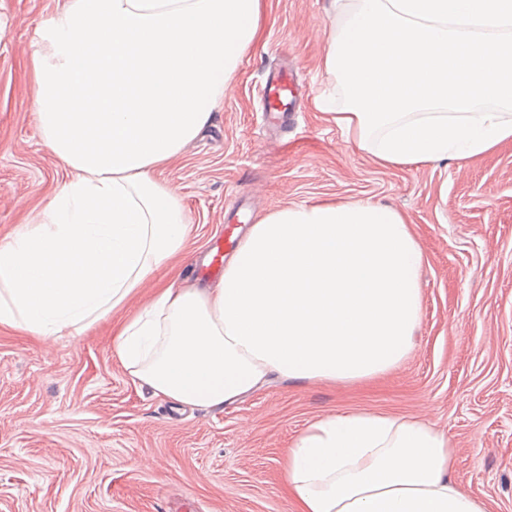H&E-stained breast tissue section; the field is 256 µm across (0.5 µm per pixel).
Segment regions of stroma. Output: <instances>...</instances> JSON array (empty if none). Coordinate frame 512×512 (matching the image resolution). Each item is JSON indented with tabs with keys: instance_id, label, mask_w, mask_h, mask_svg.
Instances as JSON below:
<instances>
[{
	"instance_id": "1",
	"label": "stroma",
	"mask_w": 512,
	"mask_h": 512,
	"mask_svg": "<svg viewBox=\"0 0 512 512\" xmlns=\"http://www.w3.org/2000/svg\"><path fill=\"white\" fill-rule=\"evenodd\" d=\"M63 0H0V242L36 222L66 181L44 145L25 62ZM330 0H262L258 39L210 123L157 177L178 195L190 233L179 271L224 237L238 197L253 219L322 200L400 212L422 253L413 348L352 382L284 377L220 408L175 409L136 382L112 328L171 277L155 270L83 334L38 338L0 327V512H295L283 483L289 448L320 418L375 412L447 434L454 476L490 512H512V140L465 160L383 167L314 108L334 90L323 56ZM297 70L296 123L262 128L266 75Z\"/></svg>"
}]
</instances>
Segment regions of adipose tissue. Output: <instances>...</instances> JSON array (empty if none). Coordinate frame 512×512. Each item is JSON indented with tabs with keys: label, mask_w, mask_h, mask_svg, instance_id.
Returning <instances> with one entry per match:
<instances>
[{
	"label": "adipose tissue",
	"mask_w": 512,
	"mask_h": 512,
	"mask_svg": "<svg viewBox=\"0 0 512 512\" xmlns=\"http://www.w3.org/2000/svg\"><path fill=\"white\" fill-rule=\"evenodd\" d=\"M261 0H66L40 28L28 89L67 181L0 244V326L78 335L179 256L187 220L156 172L224 101ZM316 98L379 165L466 159L512 138V0H347ZM422 250L369 202L285 207L251 225L218 285L177 279L114 337L134 380L221 407L269 377L354 382L410 351ZM446 434L378 413L320 419L284 469L297 512H488L453 478Z\"/></svg>",
	"instance_id": "ef3b65f1"
}]
</instances>
